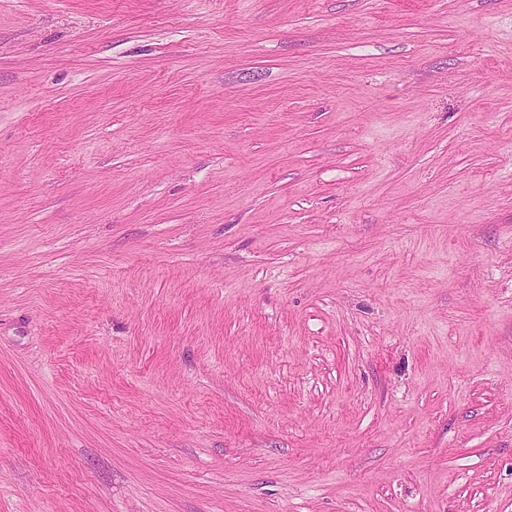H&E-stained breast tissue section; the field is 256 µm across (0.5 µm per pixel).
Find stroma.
Listing matches in <instances>:
<instances>
[{
  "instance_id": "35a3bbf8",
  "label": "stroma",
  "mask_w": 512,
  "mask_h": 512,
  "mask_svg": "<svg viewBox=\"0 0 512 512\" xmlns=\"http://www.w3.org/2000/svg\"><path fill=\"white\" fill-rule=\"evenodd\" d=\"M0 512H512V0H0Z\"/></svg>"
}]
</instances>
